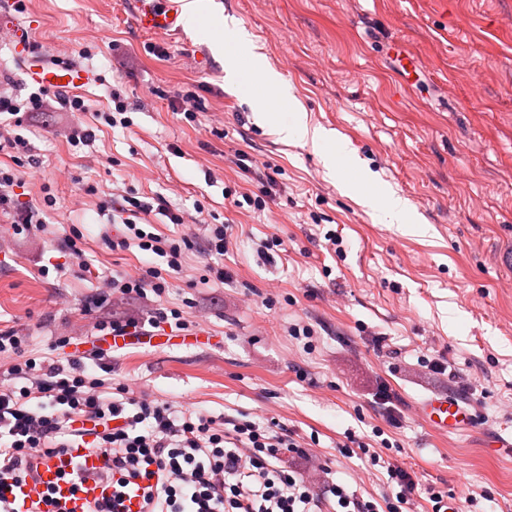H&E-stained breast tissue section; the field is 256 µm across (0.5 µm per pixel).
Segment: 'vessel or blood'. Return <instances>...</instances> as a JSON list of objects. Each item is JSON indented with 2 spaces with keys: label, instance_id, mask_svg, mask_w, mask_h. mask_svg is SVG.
I'll return each mask as SVG.
<instances>
[{
  "label": "vessel or blood",
  "instance_id": "1",
  "mask_svg": "<svg viewBox=\"0 0 512 512\" xmlns=\"http://www.w3.org/2000/svg\"><path fill=\"white\" fill-rule=\"evenodd\" d=\"M135 23L146 33L175 34L185 28V19L176 0L160 6L158 0H137ZM13 32V49L17 56L25 58V74L31 83L46 87L65 88L72 91L90 84L92 72L75 65L47 67L36 61L29 51L30 31L16 22H9ZM422 421L434 431L451 433L475 421V412L462 400L445 394H435L423 399L419 405ZM110 465L102 454L86 449L73 448L58 455L40 458L35 463L32 478L27 479L18 501L20 512H42L40 495L46 487H54L66 512H86L94 502L111 498L113 488L104 481L103 475ZM80 469L85 479L80 489L61 480V473ZM148 480L123 489L122 502L125 512H150L152 504L148 498Z\"/></svg>",
  "mask_w": 512,
  "mask_h": 512
}]
</instances>
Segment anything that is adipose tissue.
Masks as SVG:
<instances>
[{
  "mask_svg": "<svg viewBox=\"0 0 512 512\" xmlns=\"http://www.w3.org/2000/svg\"><path fill=\"white\" fill-rule=\"evenodd\" d=\"M223 28L225 32L232 34L234 47L225 49L223 40H214L213 45L216 52L224 56V67L227 71H239L241 59H249L250 74L261 88L254 99V106L257 111L265 114L266 118L272 119L273 128L280 139L284 141H309L315 149L323 152L324 166L330 178H337L341 173V166L338 162L340 155L345 154V145H332V134L321 127L310 126L307 114L298 103H291L290 110L292 119L287 123L274 121L273 103L277 98L286 96L287 91L282 87L275 71L270 67L264 55L255 53L250 43L247 32L238 28L235 18H224Z\"/></svg>",
  "mask_w": 512,
  "mask_h": 512,
  "instance_id": "obj_1",
  "label": "adipose tissue"
}]
</instances>
